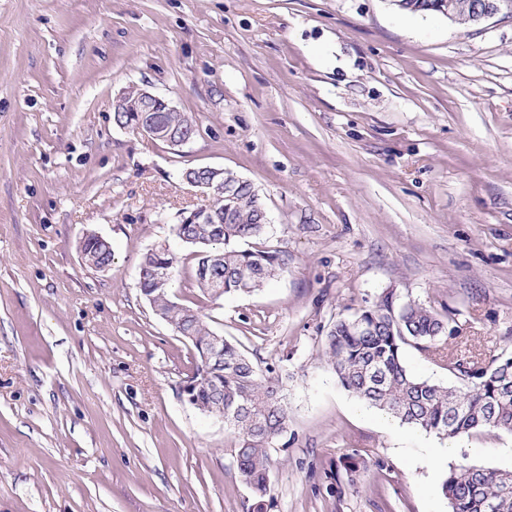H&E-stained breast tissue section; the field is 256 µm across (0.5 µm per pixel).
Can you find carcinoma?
Masks as SVG:
<instances>
[{"label": "carcinoma", "instance_id": "1", "mask_svg": "<svg viewBox=\"0 0 512 512\" xmlns=\"http://www.w3.org/2000/svg\"><path fill=\"white\" fill-rule=\"evenodd\" d=\"M444 0H406L405 12H434ZM129 111L113 113L117 124L131 129L146 117L157 115L163 130L184 135L196 130L190 112H139L138 90L128 93ZM231 191L214 192L203 210L212 223L195 224L184 219L174 227L178 240L186 241L195 255L197 287L213 297L251 293L277 278L285 267L278 251L244 249L241 244L262 238L268 225L259 223L263 205L253 183L224 173ZM88 248L100 263L112 264V248L92 236ZM175 268L177 255L168 250L149 251L140 263L144 277L140 288L154 307L167 317L173 329H181L200 353L213 332L193 308L171 300L170 286L155 284L149 270L161 263ZM249 271L241 278L243 271ZM453 321L452 311L440 313L433 306L399 303L391 291L350 318L336 321L325 337L323 356L338 383L356 398L384 411L410 427L457 437L491 431L512 432V354L501 355L484 368L439 347ZM411 346L433 363L447 367L458 379L443 386L415 376L403 360ZM193 377L201 381L193 407L204 415L219 410L224 425L235 438L240 477L259 499L269 490V445L288 429V407L283 382L257 367L237 346L224 340V367H209L198 359ZM512 470L462 463L450 467L442 485L450 512H512V498L504 499V475Z\"/></svg>", "mask_w": 512, "mask_h": 512}]
</instances>
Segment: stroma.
<instances>
[{"mask_svg": "<svg viewBox=\"0 0 512 512\" xmlns=\"http://www.w3.org/2000/svg\"><path fill=\"white\" fill-rule=\"evenodd\" d=\"M135 86L193 113L183 151L117 126ZM231 170L286 270L202 294L174 234ZM93 231L110 269L78 251ZM178 256L174 301L280 374L288 430L270 488L241 481L221 419L181 386L195 350L139 288ZM455 309L445 350L512 336V19L458 25L390 0H0V512H449L466 462L512 468V433L435 434L372 417L323 357L338 318L385 291ZM366 468L350 477L348 457Z\"/></svg>", "mask_w": 512, "mask_h": 512, "instance_id": "1", "label": "stroma"}]
</instances>
